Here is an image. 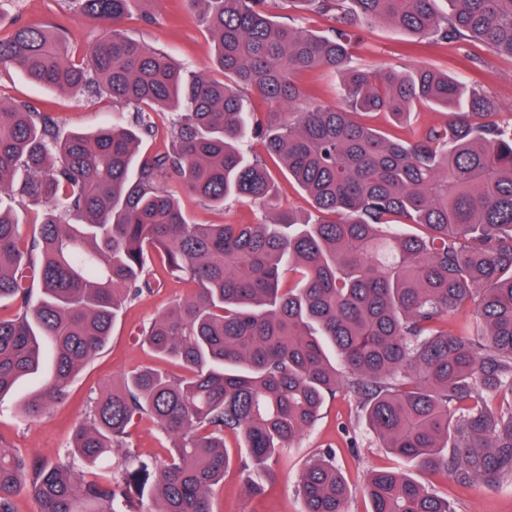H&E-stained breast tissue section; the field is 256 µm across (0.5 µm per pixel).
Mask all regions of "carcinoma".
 <instances>
[{
    "mask_svg": "<svg viewBox=\"0 0 512 512\" xmlns=\"http://www.w3.org/2000/svg\"><path fill=\"white\" fill-rule=\"evenodd\" d=\"M130 2L75 0L109 24L77 62L42 23L0 39L1 69L134 108L126 126L64 134L50 116L0 100V193L22 170L23 192L44 207L29 241L0 206V302L18 307L0 318V399L49 352L54 370L22 412L36 419L62 400L119 313L157 284L154 254L195 294L139 336L184 373L123 374L91 398L53 462L0 444V512H16L21 495L39 512H125L114 484L147 471L127 442L144 416L170 439L149 512H213L231 462L225 433L240 434L245 465L262 468L343 385L393 455L462 485L512 483V123L495 122L496 103L446 72L352 64L355 28L371 22L415 46L479 42L512 58V0H449L445 15L438 0H286L330 19L325 32L275 20L269 0H184L215 42L221 79L189 77L127 36L118 24ZM323 71L340 77L339 106L296 81ZM418 105L450 119L408 138L399 124ZM163 110L175 116L170 147L143 157L151 113ZM373 112L398 127L357 120ZM250 134L314 218L282 207L270 169L242 149ZM164 175L205 204H255L265 219L191 224ZM468 305L477 326L448 329V314ZM115 448L125 449L116 474L85 479ZM362 491L369 512H456L401 469L371 471ZM298 492L304 512H349L329 451L305 466Z\"/></svg>",
    "mask_w": 512,
    "mask_h": 512,
    "instance_id": "1",
    "label": "carcinoma"
}]
</instances>
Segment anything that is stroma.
I'll return each mask as SVG.
<instances>
[{
    "mask_svg": "<svg viewBox=\"0 0 512 512\" xmlns=\"http://www.w3.org/2000/svg\"><path fill=\"white\" fill-rule=\"evenodd\" d=\"M74 8L73 0H0V38L9 37L18 25L40 20L65 27L75 52H82L103 34L104 27L94 16L75 14ZM122 29L128 36L166 51L186 71L196 73L211 65L213 40L179 0H132ZM359 35L353 50L354 64L371 69L427 66L447 71L468 87L493 97L498 104L499 123L512 120L511 59L492 55L478 44L452 43L411 53L407 50L410 36L381 23L361 28ZM465 57L471 58L472 63L464 68L460 61ZM0 100L29 103L38 111L51 113L67 130L90 132L126 122L130 117L128 106L107 95L91 98L79 91L63 93L33 84L12 68L0 71ZM177 195L196 224H250L262 217L260 210L241 203L230 201L218 209L203 204L185 189H178ZM192 293L189 284L162 275L152 292L122 312L105 348L70 382L66 399L48 408L34 422L23 417L21 403L38 392L43 378L36 375L22 379L11 394L0 399V442L22 456L54 460L66 448L75 424L84 417L89 398L121 373L151 366L180 375L177 364L157 359L148 346L136 342L135 334L173 301ZM224 443L232 465L214 491L215 512H303L297 493L299 476L307 462L326 448L335 449L336 463L349 485L350 512H367L369 508L362 493L368 472L381 468L409 472L414 469L413 464L382 448L361 419L356 398L345 390L327 398L315 426L269 461L266 473L258 477L265 487L262 494H250L245 488L237 465L241 450L236 434L225 433ZM168 444V438L150 419L136 420L130 445L150 468H157L166 459ZM425 480L438 495L453 502L457 512H512V484L497 488L461 485L443 474H429Z\"/></svg>",
    "mask_w": 512,
    "mask_h": 512,
    "instance_id": "stroma-1",
    "label": "stroma"
}]
</instances>
